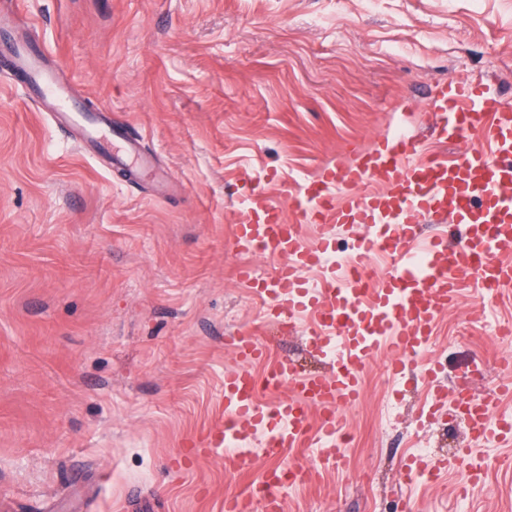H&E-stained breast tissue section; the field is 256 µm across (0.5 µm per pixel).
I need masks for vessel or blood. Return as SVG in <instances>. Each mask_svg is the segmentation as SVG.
I'll return each instance as SVG.
<instances>
[{"mask_svg": "<svg viewBox=\"0 0 512 512\" xmlns=\"http://www.w3.org/2000/svg\"><path fill=\"white\" fill-rule=\"evenodd\" d=\"M0 57L11 62L55 124L76 134L84 152L128 171L147 166L138 136L108 113L85 111L71 98L30 27L10 18L8 0H0ZM429 110L437 139L462 144L454 157L426 152L411 136H387L305 184L294 200L297 223H287L280 206L265 201L250 203L234 226L238 252L280 259L271 275L243 268L240 280L266 301L271 318L312 313L306 348L331 369L304 373L291 358L270 359L268 346L250 331L228 337L238 365L224 376V422L201 442L206 451L238 443L237 452L225 458L227 469L246 464L247 444L259 431L269 460H279L314 433L327 443L320 460L338 462L343 451L334 440L342 433L343 408L360 397L361 367L384 353L388 372L403 377L407 358L429 346L434 325L463 289L512 285V103L490 85L457 76L439 86ZM448 212L459 224L457 243L448 244L441 235L423 237L427 217ZM306 224L357 228L354 251L335 259V239L326 234L307 244ZM378 253L389 264L369 288L366 262ZM306 270L320 272L316 287L303 279ZM264 359L271 362L269 375L288 387L287 396L269 404L252 391L253 366ZM507 397L511 381L493 396L459 391L450 399L439 390L431 409L454 405L455 418L471 437L512 445V413L491 412ZM446 466L439 457L415 456L404 463L402 476L434 477Z\"/></svg>", "mask_w": 512, "mask_h": 512, "instance_id": "b4317fda", "label": "vessel or blood"}]
</instances>
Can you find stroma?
<instances>
[{
	"mask_svg": "<svg viewBox=\"0 0 512 512\" xmlns=\"http://www.w3.org/2000/svg\"><path fill=\"white\" fill-rule=\"evenodd\" d=\"M49 63L83 106L134 128L167 193L83 156L0 63V512H224L270 467L223 451L191 454L224 421L226 337L253 329L272 356L322 369L293 329L262 321L238 277L276 258L233 242L243 181L292 199L357 146L405 133L432 142L430 95L451 76L512 100V0H16ZM512 287L490 302L464 290L434 328L438 381L485 393L512 373ZM361 369L343 411L353 441L315 483L281 493L282 512H512V446L489 463L403 487L415 444L437 456L473 446L464 426H420L428 386Z\"/></svg>",
	"mask_w": 512,
	"mask_h": 512,
	"instance_id": "obj_1",
	"label": "stroma"
}]
</instances>
